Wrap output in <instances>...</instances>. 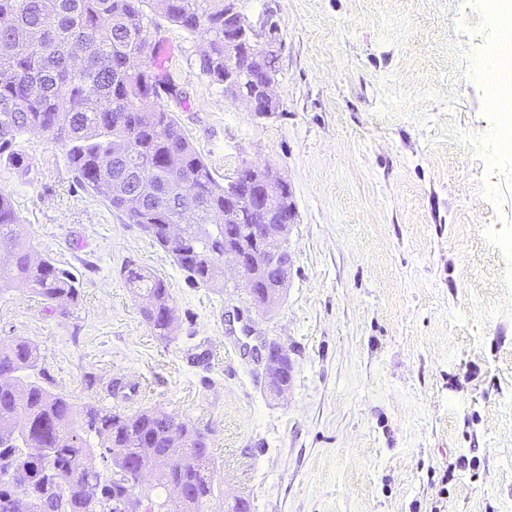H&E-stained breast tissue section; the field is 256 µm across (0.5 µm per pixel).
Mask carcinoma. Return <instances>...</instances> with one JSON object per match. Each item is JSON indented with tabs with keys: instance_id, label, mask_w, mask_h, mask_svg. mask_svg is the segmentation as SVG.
<instances>
[{
	"instance_id": "1",
	"label": "carcinoma",
	"mask_w": 512,
	"mask_h": 512,
	"mask_svg": "<svg viewBox=\"0 0 512 512\" xmlns=\"http://www.w3.org/2000/svg\"><path fill=\"white\" fill-rule=\"evenodd\" d=\"M161 19L203 38L200 70L224 86V0H0V156L18 164L19 137L48 135L85 190L171 253L191 283L222 288L224 235L244 238L254 220L243 210L224 225V182L159 101L175 88L149 43ZM173 153L176 168L167 162ZM143 164L152 182L141 192ZM163 195L198 209L176 247L164 227L180 223V213L161 203ZM124 278L153 334L174 335L178 317L165 282L135 265ZM18 286L64 317L80 299L71 272L33 254L11 195L0 191V297ZM39 362L32 342L0 338V512H115L130 493L113 469L115 448L150 478L141 482L142 512H205L216 490L207 429L176 427L175 416L156 409L77 407L31 379ZM179 434L188 443L175 463L169 449ZM170 485L183 497L168 501Z\"/></svg>"
}]
</instances>
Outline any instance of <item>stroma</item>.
<instances>
[{"label": "stroma", "mask_w": 512, "mask_h": 512, "mask_svg": "<svg viewBox=\"0 0 512 512\" xmlns=\"http://www.w3.org/2000/svg\"><path fill=\"white\" fill-rule=\"evenodd\" d=\"M285 42L280 109L259 118L199 69L200 36L162 24L164 100L217 176L276 165L298 218L278 306L228 323L230 298L87 193L50 137L0 160L37 252L74 273L73 315L17 288L0 336L40 350L75 406L160 409L210 431L225 500L252 512H512V151L488 106L496 0H240ZM163 279L179 317L154 336L123 270ZM283 344L290 388L250 353ZM133 385L113 397V382Z\"/></svg>", "instance_id": "1"}]
</instances>
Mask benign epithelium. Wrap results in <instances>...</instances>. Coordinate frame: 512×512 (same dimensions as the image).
<instances>
[{
    "mask_svg": "<svg viewBox=\"0 0 512 512\" xmlns=\"http://www.w3.org/2000/svg\"><path fill=\"white\" fill-rule=\"evenodd\" d=\"M239 0H224V18L236 20V41L243 45L246 53L231 55L234 65L224 77V97L244 106L255 115L277 112L280 108L275 93L279 69L267 72L264 83L258 91L245 93L241 90L244 79L250 78L248 52L260 50L267 60L279 64L283 41L278 28L273 23L253 24L238 6ZM240 169L247 172L250 187L243 188L239 174H234L224 183V223L232 224L237 220L239 210L245 208L262 219H277L274 224H253L248 242L241 244L226 243L224 261L232 264L237 277L231 286L224 285L227 295L235 296L243 289L249 298V305L256 309L268 308V302L253 297L256 279L252 269L258 267L273 273L278 286L283 288L288 282L291 257L288 250V229L296 223L297 209L293 195H283L288 186L280 169L271 164L263 166L243 162ZM255 360L263 366L265 382L270 391L283 394L288 391L291 380L292 361L288 349L275 341L263 339L253 346Z\"/></svg>",
    "mask_w": 512,
    "mask_h": 512,
    "instance_id": "obj_1",
    "label": "benign epithelium"
}]
</instances>
